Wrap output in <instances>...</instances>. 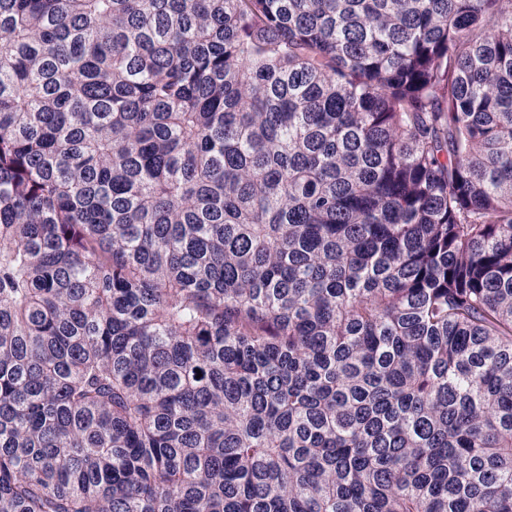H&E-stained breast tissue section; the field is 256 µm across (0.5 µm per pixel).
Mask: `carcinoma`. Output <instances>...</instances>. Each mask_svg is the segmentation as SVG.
<instances>
[{"label": "carcinoma", "instance_id": "1", "mask_svg": "<svg viewBox=\"0 0 512 512\" xmlns=\"http://www.w3.org/2000/svg\"><path fill=\"white\" fill-rule=\"evenodd\" d=\"M0 512H512V0H0Z\"/></svg>", "mask_w": 512, "mask_h": 512}]
</instances>
